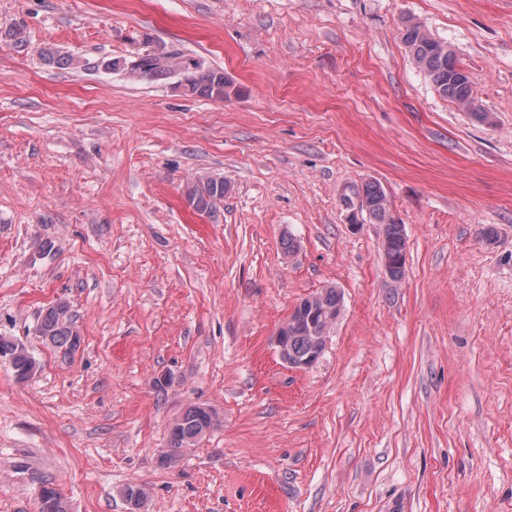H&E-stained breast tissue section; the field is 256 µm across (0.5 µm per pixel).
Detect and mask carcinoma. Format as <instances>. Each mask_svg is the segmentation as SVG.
Returning a JSON list of instances; mask_svg holds the SVG:
<instances>
[{"instance_id":"carcinoma-1","label":"carcinoma","mask_w":512,"mask_h":512,"mask_svg":"<svg viewBox=\"0 0 512 512\" xmlns=\"http://www.w3.org/2000/svg\"><path fill=\"white\" fill-rule=\"evenodd\" d=\"M402 40L410 53L411 59L427 81L443 99L455 103L470 96L473 91L471 78L461 84L453 75L463 67L457 61L448 44L436 39L425 27L415 23L405 25ZM107 70L128 69L137 72L140 78L150 81H163L173 74L179 78L175 88L185 95L228 99L239 95V89L224 72L204 70L201 65L191 60H181L178 54L158 56L154 52L138 55L137 60L126 64L118 59L104 63ZM228 186L224 178L197 176L186 183L184 195L190 206L205 213L224 200ZM358 193L374 202L369 213V222L383 226L382 255L388 258L402 245L401 230L394 219L391 208L383 202L385 188L378 181H369L358 188ZM314 301L318 315L325 318L336 315V310L343 305L342 293L335 287H327L304 298L302 303ZM37 331L52 337V345L66 354L76 351L73 340L79 338L75 329L70 306L66 303L49 309L42 315ZM323 323L301 322L288 329V350L297 356L306 354L323 340ZM181 423L169 428L168 443L171 448H180L183 444L197 443L206 436V430H215L220 421L217 414L207 415L201 406L193 404L180 414ZM43 512H69V505L56 488H51L50 498Z\"/></svg>"}]
</instances>
